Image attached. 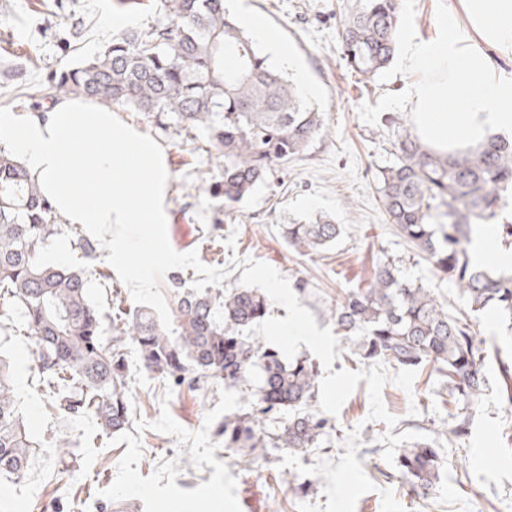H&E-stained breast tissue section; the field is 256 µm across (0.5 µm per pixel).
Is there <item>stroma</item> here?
<instances>
[{
  "instance_id": "35a3bbf8",
  "label": "stroma",
  "mask_w": 512,
  "mask_h": 512,
  "mask_svg": "<svg viewBox=\"0 0 512 512\" xmlns=\"http://www.w3.org/2000/svg\"><path fill=\"white\" fill-rule=\"evenodd\" d=\"M348 0H240L287 47L318 90L309 103L324 114L325 129L303 159L275 166L233 214L214 193L220 178L216 150L203 128L169 117H144L131 107L115 115L153 138L163 149L171 175L168 223L158 225L161 251L136 254L128 263L106 260L109 234H99L95 259L83 258L74 233L49 241L43 262L84 268L92 299L113 318L147 306L171 318L178 290L237 286L245 259L274 267L286 277L318 327L332 326L338 295L366 287L378 257L395 260L402 275L431 287L450 315L468 316L483 356L486 385L474 399L466 436L455 437V409L446 380L431 367L417 369L412 392L386 382L382 399L394 427L368 421L366 381H359L339 415L330 417L322 447L300 451L303 465L338 461L352 430L356 453L373 482L355 512H381L380 490H392L406 512H512V403L506 397L512 373V319L485 310L471 312L466 298L388 224L377 191L379 167L392 155L384 119L412 122L407 89L414 73L391 62L372 85L345 66L338 29ZM459 0H399L398 44L408 35L430 39L439 15L459 9ZM159 0H0V111L37 110L49 105L48 80L62 69L101 53L121 34L115 19L149 30L160 17ZM341 224L332 246L300 255L283 241V224L321 217ZM181 256L173 266L168 256ZM149 268L152 285L130 288L133 271ZM32 337L0 328V358L9 362L20 415L33 443L30 466L20 480L0 481V512H299L301 504L325 506L324 477L283 466V449L229 451L215 434L224 418L248 407L246 392L224 384L199 389L175 385L143 368L127 345L131 426L103 435L94 417L69 418L48 408L37 382ZM417 415H410V408ZM417 431L441 441L440 482L415 490L397 479L383 458L387 431ZM70 444L61 458L56 439Z\"/></svg>"
}]
</instances>
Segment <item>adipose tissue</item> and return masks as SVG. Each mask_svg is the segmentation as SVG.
Instances as JSON below:
<instances>
[{"label":"adipose tissue","instance_id":"adipose-tissue-1","mask_svg":"<svg viewBox=\"0 0 512 512\" xmlns=\"http://www.w3.org/2000/svg\"><path fill=\"white\" fill-rule=\"evenodd\" d=\"M428 41L409 37L403 70L419 73L409 93L420 135L454 153L512 134V0H460ZM0 150L19 157L62 223L87 232L114 229L113 260L158 249L155 225L166 223L169 173L158 144L112 111L83 99L47 109L0 113ZM138 225L127 235L126 225Z\"/></svg>","mask_w":512,"mask_h":512}]
</instances>
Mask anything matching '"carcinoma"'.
<instances>
[{"label": "carcinoma", "mask_w": 512, "mask_h": 512, "mask_svg": "<svg viewBox=\"0 0 512 512\" xmlns=\"http://www.w3.org/2000/svg\"><path fill=\"white\" fill-rule=\"evenodd\" d=\"M167 20L148 31L129 29L77 66L50 77L55 98L81 95L106 106H131L202 127L224 159V207L232 210L268 177L309 149L322 133V113L309 106L287 73L268 62L239 28L224 0H162ZM401 23L398 0H355L341 20L343 60L372 82L393 59ZM393 161L379 175L388 223L460 287L470 311L512 317V277L475 263L468 250L482 224L498 219L501 193L512 188V141L493 137L454 156L431 149L398 117L388 120ZM62 225L21 162L0 153V309L21 311L35 338L40 381L49 406L68 415L93 414L102 432L130 425L126 341L145 369L181 384L190 374L251 387L249 412L224 419V447L317 448L327 420L310 410L317 372L305 358L287 360L243 335L264 318L269 298L238 286L187 291L174 326L139 310L124 331L106 337L107 314L90 297L86 272L50 265L41 252ZM327 217L282 224L279 233L305 255L341 235ZM337 332L364 362L400 367L430 363L448 378L453 403L468 405L485 384L470 325L448 315L431 293L383 261L369 285L346 292L333 311ZM31 442L20 419L12 377L0 360V474L23 477ZM400 478L432 489L441 464L427 444L398 450Z\"/></svg>", "instance_id": "obj_1"}]
</instances>
